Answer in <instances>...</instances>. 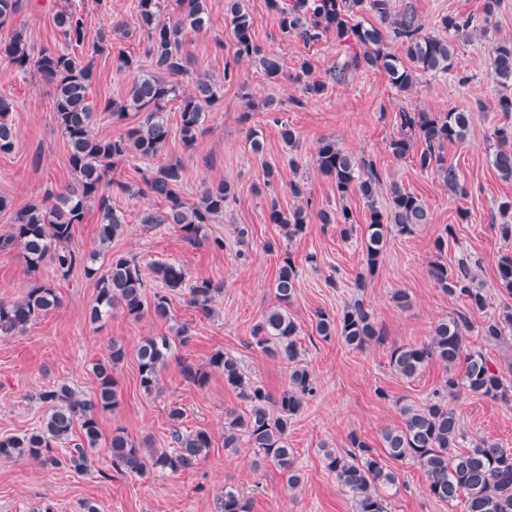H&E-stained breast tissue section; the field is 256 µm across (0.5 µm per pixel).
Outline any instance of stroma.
Segmentation results:
<instances>
[{
    "label": "stroma",
    "mask_w": 512,
    "mask_h": 512,
    "mask_svg": "<svg viewBox=\"0 0 512 512\" xmlns=\"http://www.w3.org/2000/svg\"><path fill=\"white\" fill-rule=\"evenodd\" d=\"M430 33H441L439 20L450 14L481 17L484 0H414ZM87 15V41H95L99 30L112 22H123L128 38L125 52L135 62L133 69L117 71L109 57H100L90 89L93 100L122 99L128 85L151 68L146 40L140 30L137 0H21L20 10L0 27V39L13 30H24L34 48L61 46L62 38L53 16L60 4ZM254 20V36L266 49L277 52L283 69L278 80H268L258 65L242 61L233 81L224 79V60L232 53V37L224 17V0H211L210 21L204 31L188 33L182 52L187 71L179 76L183 88H191L199 77L222 83L224 99L208 112L204 130L193 149H185L178 135H171L159 157L151 160L128 157L117 162L107 180L128 185V192L113 195L112 206L124 214L127 228L112 242L114 253L136 257L143 268L161 261L177 262L192 278L223 282L224 290L212 305L213 315H204L189 303L184 293L171 296L170 318L145 310L132 320L121 309L99 323H90L88 309L96 295L94 279L75 267L61 279L52 262L30 270L19 250L0 251V300L20 297L32 283L55 285L62 297L59 308L40 316L25 330L0 336V435L22 434L39 426L48 411L39 395L66 383L85 395L96 387L92 363L103 359L112 340L135 350L145 336H167L174 323L188 325V344L173 342L172 354L152 392L139 385L135 358H127L117 370L121 403L103 414V437L124 428L137 441L150 440L165 448L170 430L192 431L203 427L213 436L207 457L193 470L171 474L150 472L131 478L116 472L107 452H99L91 468L80 472L68 467L50 468L27 457L0 460V512H31L48 502L54 512H83L84 502L94 503L99 512H221L225 490L245 497L249 512H354L351 498L324 467L321 444L339 449L349 432H357L381 448V433L399 424V402L420 403L438 387L444 370L432 362L418 376L405 379L391 371L388 362L393 347L427 342L434 324L464 311L465 302L442 291L428 274L436 259L456 264L459 258L480 259L476 281L489 296V308L512 306V296L496 288V263L512 252V240H503L497 226L512 222V213L501 215L498 205L512 198V182L499 178L489 162L495 148L494 127L504 118L494 105L503 89L488 75L487 63L493 43L512 38V0H499L487 32L455 38V60L448 74L420 76L412 89L399 92L378 70H357L344 82L330 78V70L344 59L335 35L306 43L300 38H282L278 15L267 0H244ZM313 65L314 77L326 81L322 98H304L298 79L302 60ZM0 95L9 97L13 109L7 118L18 132L9 153H0V195L8 205L0 209V236L8 233L17 212L48 189L73 181L67 163L68 145L57 122L50 87L30 73L20 72L0 55ZM465 107L472 120L464 140L446 146L450 163L457 166L464 194L448 192L434 173L420 170L414 156L392 155L389 142L400 128V110L445 112ZM298 133L296 147H288L279 134L281 124ZM263 134L264 151L252 153L246 141L249 128ZM335 140L355 158L373 163L381 177L376 202L386 208L391 185L416 194L425 204L429 220L409 234H392L383 263L364 290L355 280L363 268L360 236L345 240L336 224L310 219L304 233L286 241L299 264L296 292L287 306L289 316L300 328L302 359L313 373L317 391L295 418L288 436L294 450L293 462L302 483L285 488L276 467L256 463L251 448L238 454L224 452V414L243 412L244 403L225 387L222 374L211 373L208 384L199 388L185 382L181 361L198 367L208 365L210 355L224 350L237 355L245 373L279 395L288 386L290 363L251 346V333L262 314L276 305L273 282L277 276L278 253L264 251L263 244L280 240V229L268 223L271 201L290 208L294 199L289 183L302 180L312 209L346 204L357 224H364L366 208L359 195L338 201L331 180L317 168L320 140ZM181 163L186 180L182 196L195 204L203 183L230 184L233 195L224 213L206 225L198 242L188 243L169 224H141L145 208L160 202L145 194L143 171L168 163ZM272 165L279 171L273 187H262V172ZM467 219H460V212ZM447 235L448 249L436 254L433 242ZM222 238L223 249L211 246ZM246 251L248 260L238 257ZM316 263H308V255ZM405 290L411 303L399 307L396 290ZM361 298L374 313L384 339L363 349L345 345L340 337L322 339L315 332L318 312L340 315L351 299ZM468 438L486 437L512 448V403L461 394L455 401ZM183 415L172 419V408ZM399 482L389 490L391 512H463L460 502L431 497L420 469L405 461H391Z\"/></svg>",
    "instance_id": "1"
}]
</instances>
